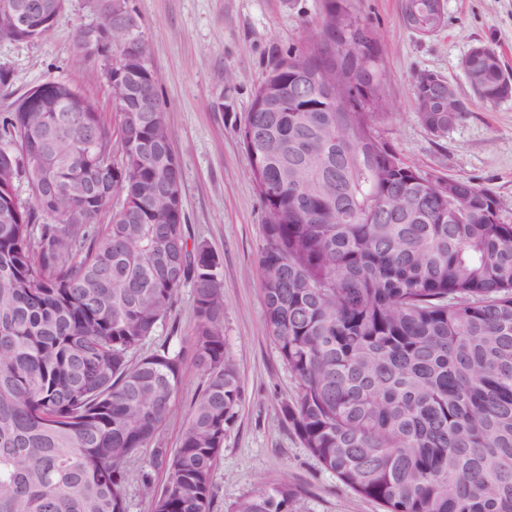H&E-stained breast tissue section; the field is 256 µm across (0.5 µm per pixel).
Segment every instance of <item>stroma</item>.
<instances>
[{
	"instance_id": "35a3bbf8",
	"label": "stroma",
	"mask_w": 512,
	"mask_h": 512,
	"mask_svg": "<svg viewBox=\"0 0 512 512\" xmlns=\"http://www.w3.org/2000/svg\"><path fill=\"white\" fill-rule=\"evenodd\" d=\"M445 25L429 36L407 28L403 0H344L379 49L386 116L376 128L398 155L425 176L465 178L508 203L512 224V98L475 103L463 69L473 45L485 44L512 72V0H442ZM327 0H130L150 48V65L172 147L180 159L186 234L221 259L226 348L241 378L242 403L224 439L214 474L212 512L285 480L297 512H384L323 470L293 436L281 408L296 382L268 335L258 258L264 207L240 137L254 95L288 53L319 40ZM93 0H66L41 40H0V67L12 84L0 113L44 82L65 80L94 98L109 127L120 121L99 61L77 47L80 28L100 22ZM436 73L469 105L447 134L433 136L413 104V79ZM194 289L184 284L150 346L189 347ZM206 377L186 361L176 408L159 444L177 448L191 403Z\"/></svg>"
}]
</instances>
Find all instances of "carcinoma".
Returning a JSON list of instances; mask_svg holds the SVG:
<instances>
[{"label":"carcinoma","mask_w":512,"mask_h":512,"mask_svg":"<svg viewBox=\"0 0 512 512\" xmlns=\"http://www.w3.org/2000/svg\"><path fill=\"white\" fill-rule=\"evenodd\" d=\"M36 42L61 0H0ZM434 0H403V20L440 27ZM374 40L340 4L321 45L290 53L312 73L349 78L340 46ZM78 48L105 55L83 29ZM278 61L254 95L241 139L268 213L259 255L271 339L297 383L288 428L326 471L385 512H512V224L507 204L467 179H430L381 138V90L348 87L304 112H259L264 87L289 89ZM499 102L512 75L498 59L468 78ZM155 76L116 106L111 135L95 100L65 81L25 92L0 113V512H128L127 464L157 442L177 404L183 350L143 346L181 286L194 288L192 352L206 374L179 446L151 450L138 481L151 512H211L216 462L242 402L224 338L221 259L189 244L180 165ZM432 132L448 113L428 112ZM120 161L112 160V141ZM282 177L270 194L267 178ZM30 203L19 200L21 183ZM464 211L448 213V190ZM399 196L391 222L382 201ZM122 198L108 224L100 215ZM168 473L153 493L152 470ZM280 481L230 512H295Z\"/></svg>","instance_id":"obj_1"}]
</instances>
